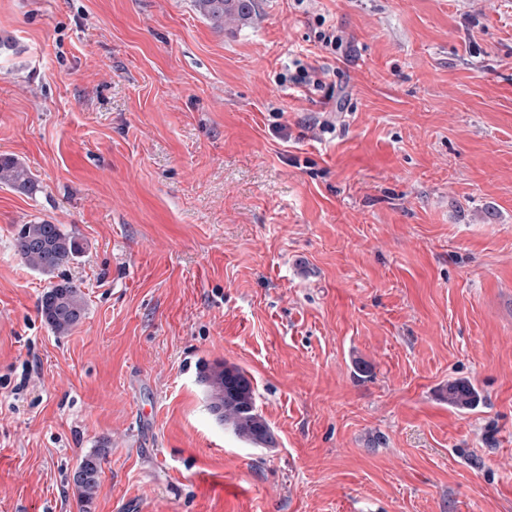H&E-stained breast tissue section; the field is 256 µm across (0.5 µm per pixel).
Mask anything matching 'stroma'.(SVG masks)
I'll return each instance as SVG.
<instances>
[{"instance_id":"35a3bbf8","label":"stroma","mask_w":512,"mask_h":512,"mask_svg":"<svg viewBox=\"0 0 512 512\" xmlns=\"http://www.w3.org/2000/svg\"><path fill=\"white\" fill-rule=\"evenodd\" d=\"M0 155L39 182L0 184V512H512V0H0ZM43 220L81 245L64 336L15 247ZM199 12L206 18L220 22H242L251 15L255 0H195ZM288 72L287 75L282 76L283 82H287L289 84L294 85L297 88H308L312 86L315 90L328 88V98H332L335 93V87L332 84H326L325 78L329 74V69L322 68V70L317 71L315 68H312L307 63H304L301 59H293L291 65L288 63V68H286ZM199 382L206 388L208 407L215 419L240 440L270 447L274 438L269 424L256 417L255 390L250 377L237 366L204 363L199 366ZM444 399L448 400V404L452 407L464 410L476 404L478 394L467 382L451 381L445 389ZM107 453V448H95L84 455L76 467L78 475H73L72 481L78 491L79 501L84 504L85 508L92 503Z\"/></svg>"}]
</instances>
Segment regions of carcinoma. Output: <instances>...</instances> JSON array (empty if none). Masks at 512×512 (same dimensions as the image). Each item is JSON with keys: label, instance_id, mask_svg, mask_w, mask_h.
<instances>
[{"label": "carcinoma", "instance_id": "cac0c4a2", "mask_svg": "<svg viewBox=\"0 0 512 512\" xmlns=\"http://www.w3.org/2000/svg\"><path fill=\"white\" fill-rule=\"evenodd\" d=\"M199 12L220 22H242L251 15L255 0H195ZM0 184L33 192L39 188L32 173L17 159L0 156ZM16 249L28 267L49 275L68 265L81 251L76 236L61 224L46 221L18 225ZM86 300L81 290L69 281L53 284L42 295L40 313L45 323L57 334L68 333L85 315ZM199 382L206 388L208 407L215 419L224 424L240 440L257 446L270 447L274 438L268 423L256 417L255 390L250 377L236 366L203 364L199 367ZM444 399L457 409L474 406L478 394L467 382L451 381ZM108 450L96 448L78 463V475L72 478L84 506L92 503L99 485V476Z\"/></svg>", "mask_w": 512, "mask_h": 512}]
</instances>
